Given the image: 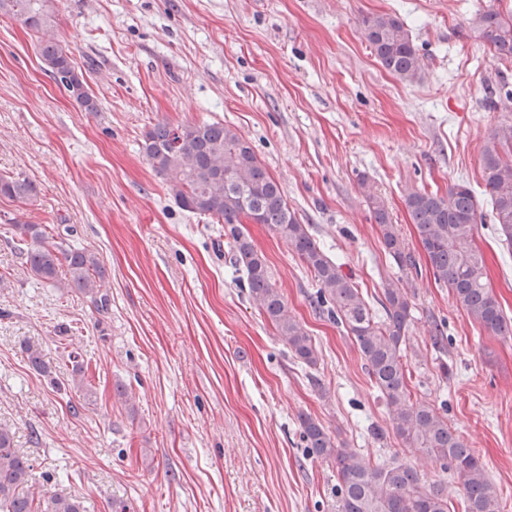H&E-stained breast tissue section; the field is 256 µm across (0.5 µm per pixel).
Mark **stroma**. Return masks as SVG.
I'll return each mask as SVG.
<instances>
[{
	"label": "stroma",
	"instance_id": "stroma-1",
	"mask_svg": "<svg viewBox=\"0 0 512 512\" xmlns=\"http://www.w3.org/2000/svg\"><path fill=\"white\" fill-rule=\"evenodd\" d=\"M491 4L512 11V0H56L57 39L94 112L44 71L37 34L0 15V176L39 189L33 203L0 198V426L33 484L86 512H337L336 463L305 454L301 416L368 458L413 456L352 338L311 306L318 286L294 251L266 225L242 227L313 338L312 367L242 290L223 225L182 210L148 164L155 123L207 121L251 143L371 308L388 283L409 289L411 389L445 404L512 512V337L486 332L435 282L405 206L411 190L471 186L485 217L475 243L512 318V245L489 218L480 163L493 129L512 120L484 103L488 88L512 86V61L471 28ZM380 12L409 30L421 82L376 60L358 20ZM363 177L413 265L385 251ZM21 224L95 256L108 314L30 271ZM29 344L52 376L31 367ZM73 351L91 398L69 385Z\"/></svg>",
	"mask_w": 512,
	"mask_h": 512
}]
</instances>
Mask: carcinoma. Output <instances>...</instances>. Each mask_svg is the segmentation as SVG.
Listing matches in <instances>:
<instances>
[{"label": "carcinoma", "mask_w": 512, "mask_h": 512, "mask_svg": "<svg viewBox=\"0 0 512 512\" xmlns=\"http://www.w3.org/2000/svg\"><path fill=\"white\" fill-rule=\"evenodd\" d=\"M0 12L41 35L45 71L85 111H98L69 54L54 38L55 0H0ZM360 27L385 70L407 83L421 78L423 57L403 22L376 13L363 17ZM472 29L493 57L512 60V13L488 7L474 18ZM143 152L153 170L166 177L168 190L182 209L227 224L234 262L246 275L250 298L292 356L315 366L319 356L312 337L271 282L264 255L237 225L264 224L294 250L314 273L318 309L352 337L385 401L392 430L417 452L413 461L393 457L374 462L338 441L319 421L301 416L309 456L336 462L338 512H448V484L428 483L421 477L420 468L430 461L458 479L464 512H502L497 490L475 449L464 444L431 401L410 390L404 363L414 321L409 289L388 284L381 302L383 314L376 316L352 276L323 253L288 207L282 187L262 166L248 140L231 127L219 122L176 126L159 122L146 134ZM481 169L493 219L512 245V122L492 131L482 148ZM359 187L380 227L385 251L401 265L411 261L374 186L362 179ZM38 194L37 186L25 178L0 176V196L32 202ZM405 205L435 281L448 286L457 306L473 322L496 336H512V319L490 289L484 257L475 245L483 216L472 189L456 183L446 195L410 191ZM16 228L34 241V246L20 250L32 273L48 282L66 281L89 296L98 311H108L110 298L102 292L104 272L93 256L63 248L39 224ZM30 477L31 464L14 448V434L0 427V512H84L81 501L73 497L32 488Z\"/></svg>", "instance_id": "carcinoma-1"}]
</instances>
